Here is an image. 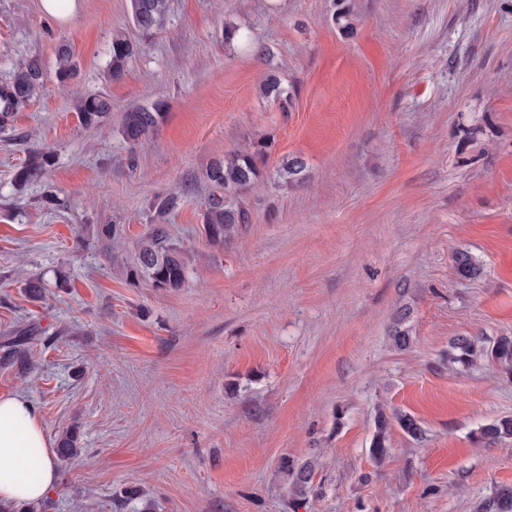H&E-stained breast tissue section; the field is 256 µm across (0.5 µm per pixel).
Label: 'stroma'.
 Returning a JSON list of instances; mask_svg holds the SVG:
<instances>
[{
  "instance_id": "1",
  "label": "stroma",
  "mask_w": 512,
  "mask_h": 512,
  "mask_svg": "<svg viewBox=\"0 0 512 512\" xmlns=\"http://www.w3.org/2000/svg\"><path fill=\"white\" fill-rule=\"evenodd\" d=\"M341 34L332 0H169L163 30H135L130 0H0V85L38 59L41 91L0 127V396L33 404L50 444L77 429L34 512H490L512 486V376L489 358L450 363L451 339L512 337V0H357ZM237 35L225 42V26ZM140 49L107 76L112 36ZM78 64L60 85L56 50ZM276 72L288 108L261 83ZM108 95L89 128L78 97ZM163 103L129 149L125 112ZM268 144L233 237L202 224L209 163ZM44 178L14 175L40 149ZM300 157L306 178L281 177ZM168 221L182 287L135 276L149 205ZM482 266L454 270L458 250ZM42 284L32 298L30 281ZM409 309L414 342L390 330ZM392 455L368 448L377 411ZM317 461L302 506L282 460ZM395 422L405 435L416 442H422L426 431L420 421L411 414L394 411L392 416L379 412L374 419V430L369 452L373 460L383 463L391 454L390 431ZM510 437H512V417L496 419L480 428V438L488 442Z\"/></svg>"
}]
</instances>
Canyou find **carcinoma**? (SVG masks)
Returning a JSON list of instances; mask_svg holds the SVG:
<instances>
[{"mask_svg": "<svg viewBox=\"0 0 512 512\" xmlns=\"http://www.w3.org/2000/svg\"><path fill=\"white\" fill-rule=\"evenodd\" d=\"M132 20L142 36L148 37L161 30L168 19L167 0H130ZM331 20L339 32L346 36L354 34L356 20L355 0H333ZM137 45L123 34L112 36L107 70L109 75L118 79L125 73L129 60L135 55ZM57 70L60 81L67 80L74 71L70 50L61 45L57 48ZM42 82V72L34 60L23 62L17 68L12 80L0 86V123L12 112L26 105L37 93ZM266 97L286 107L290 95L280 79L270 74L263 82ZM76 110L80 122L86 127H95L104 123L112 112V103L104 95L83 96L76 100ZM164 119L161 104L150 107L141 106L124 114L120 133L123 140L135 147L152 136ZM267 145L260 142L249 148L219 158L210 163L205 170V179L224 194L212 195L203 212V224L207 237L221 242L231 236L237 227L246 223L247 215L235 206L233 199L254 186L260 179L261 166L265 158ZM49 156L45 153L32 156L21 167L15 182L19 185L40 181L47 171ZM305 162L299 157L286 159L280 174L290 181H301L305 177ZM181 195L172 192L158 197L151 206L150 225L139 251V266L135 275L149 278L159 288H178L186 277V265L179 251L169 242L166 221L178 208ZM457 275L465 279H474L481 274V265L466 250H459L454 257ZM409 311L399 313L394 319L391 340L399 350L407 349L413 342L412 329L407 326ZM490 356L512 374V338L501 337L493 345L486 346L470 336H457L450 342L448 359L463 367H469L477 359ZM398 425L405 435L421 442L426 431L420 421L411 414L395 411L392 415L380 412L374 419V430L369 452L373 460L382 463L389 458L390 431ZM512 437V417L496 419L480 428V438L496 442ZM57 455L63 462L78 456L79 437L70 430L62 433L57 444ZM282 469L290 477L291 494L303 499L312 479L314 465L306 462L300 466L282 462Z\"/></svg>", "mask_w": 512, "mask_h": 512, "instance_id": "obj_1", "label": "carcinoma"}]
</instances>
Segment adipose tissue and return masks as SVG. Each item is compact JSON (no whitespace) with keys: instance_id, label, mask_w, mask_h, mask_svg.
<instances>
[{"instance_id":"adipose-tissue-1","label":"adipose tissue","mask_w":512,"mask_h":512,"mask_svg":"<svg viewBox=\"0 0 512 512\" xmlns=\"http://www.w3.org/2000/svg\"><path fill=\"white\" fill-rule=\"evenodd\" d=\"M58 478V461L43 422L24 396L0 397V501L44 498Z\"/></svg>"}]
</instances>
